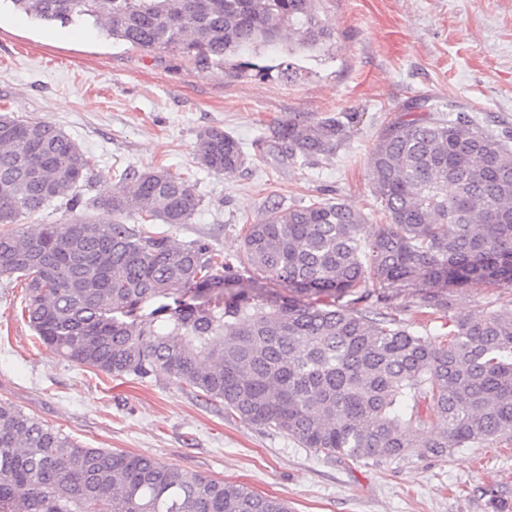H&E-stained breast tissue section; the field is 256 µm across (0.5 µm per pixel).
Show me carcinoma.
<instances>
[{
    "instance_id": "carcinoma-1",
    "label": "carcinoma",
    "mask_w": 512,
    "mask_h": 512,
    "mask_svg": "<svg viewBox=\"0 0 512 512\" xmlns=\"http://www.w3.org/2000/svg\"><path fill=\"white\" fill-rule=\"evenodd\" d=\"M36 20L91 23L142 51L205 66L284 41L320 49L335 28L319 0H10ZM354 112L290 118L273 142L292 160L336 152ZM198 163L224 176L249 155L223 128L196 136ZM92 163L55 124L0 109V275L25 281V314L60 357L112 377L174 378L239 419L353 461L410 448L444 456L512 437V293L452 313L453 289L512 287V136L468 112L391 126L371 154L387 218L346 203L268 207L232 257L172 244L146 224H186L193 185L126 169L93 218L12 228L53 202L80 203ZM417 287L446 343L378 311ZM0 512H288L242 484L145 456L84 448L0 402Z\"/></svg>"
}]
</instances>
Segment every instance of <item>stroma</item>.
I'll return each mask as SVG.
<instances>
[{"mask_svg":"<svg viewBox=\"0 0 512 512\" xmlns=\"http://www.w3.org/2000/svg\"><path fill=\"white\" fill-rule=\"evenodd\" d=\"M335 40L233 57L243 75L145 52L82 24L42 23L0 0V106L55 123L93 158L82 204L112 193L127 168L164 169L203 199L178 244L235 253L268 202L338 198L385 223L370 154L388 125L464 111L512 134V0H319ZM293 66L295 78L283 76ZM356 112L335 154L307 163L278 153L272 129L290 117ZM230 132L251 157L233 177L197 163V133ZM19 279L0 276V402L88 448L150 456L178 471L250 487L289 512H512V439L434 457L352 463L225 413L172 378L108 376L63 360L22 316Z\"/></svg>","mask_w":512,"mask_h":512,"instance_id":"1","label":"stroma"}]
</instances>
